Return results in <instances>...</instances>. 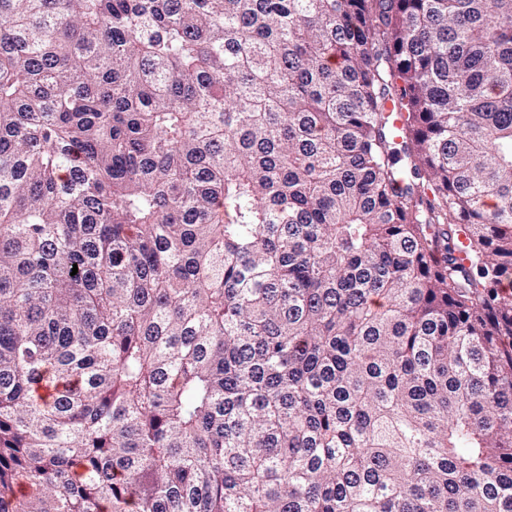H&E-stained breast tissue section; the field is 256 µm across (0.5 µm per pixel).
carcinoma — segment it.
<instances>
[{"label": "carcinoma", "mask_w": 512, "mask_h": 512, "mask_svg": "<svg viewBox=\"0 0 512 512\" xmlns=\"http://www.w3.org/2000/svg\"><path fill=\"white\" fill-rule=\"evenodd\" d=\"M508 285L512 0H0V512H512Z\"/></svg>", "instance_id": "cac0c4a2"}]
</instances>
